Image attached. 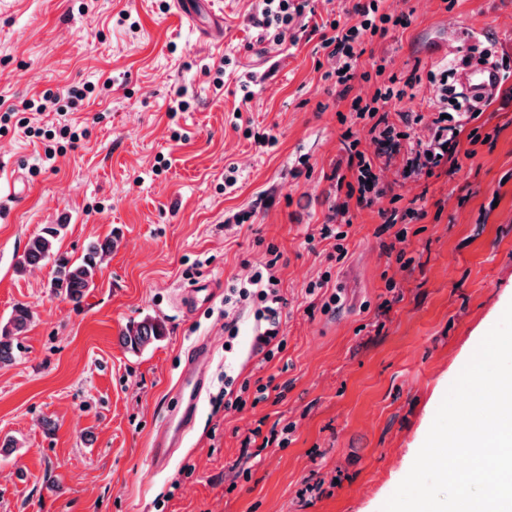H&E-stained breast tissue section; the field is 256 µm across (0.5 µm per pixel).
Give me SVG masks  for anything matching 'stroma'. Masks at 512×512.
I'll list each match as a JSON object with an SVG mask.
<instances>
[{
	"instance_id": "stroma-1",
	"label": "stroma",
	"mask_w": 512,
	"mask_h": 512,
	"mask_svg": "<svg viewBox=\"0 0 512 512\" xmlns=\"http://www.w3.org/2000/svg\"><path fill=\"white\" fill-rule=\"evenodd\" d=\"M273 37L262 0H214L224 37L199 39L169 0H0V98L9 105L90 82L69 112L86 134L32 174L45 140L0 133V322L16 304L34 319L0 369V512H381L410 471L449 387L512 303V0H380L385 34L365 49L348 95L325 79L320 33L357 24L351 0H309ZM491 52L501 83L476 113L449 112L459 166L406 169V152L372 140L354 97L395 86L406 132L427 140L429 99L460 58ZM188 107L173 111L176 96ZM272 132L275 147L253 135ZM379 154L391 192L369 208L338 191L352 177L347 132ZM237 183L224 185L228 165ZM398 221L385 227L389 212ZM244 223H233V215ZM76 260L116 236L80 305L53 294L51 265L14 263L41 225ZM349 223L337 260L325 224ZM405 232L404 262L386 248ZM287 300L272 361L253 348L252 313L224 298L267 258ZM327 288L308 294L311 281ZM220 281L186 316L180 289ZM167 334L132 354L130 321ZM208 340L205 389L183 445L157 463L152 444L177 400L178 375ZM267 400L224 406V370ZM293 424L287 446L243 447Z\"/></svg>"
}]
</instances>
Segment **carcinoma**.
I'll use <instances>...</instances> for the list:
<instances>
[{
    "instance_id": "carcinoma-1",
    "label": "carcinoma",
    "mask_w": 512,
    "mask_h": 512,
    "mask_svg": "<svg viewBox=\"0 0 512 512\" xmlns=\"http://www.w3.org/2000/svg\"><path fill=\"white\" fill-rule=\"evenodd\" d=\"M66 225L46 224L33 235L24 253L15 262V271L25 273L29 268L45 262H53V277L49 288L69 302L78 305L94 284L99 265L105 256L112 252L114 240L108 236L102 241L92 243L84 256L78 261H71L61 256L57 249ZM33 319V311L26 304L14 307L11 317L0 323V366H9L15 360V349L19 337L26 331ZM165 323L152 316L129 323L122 330L119 341L123 348L137 354L152 347L166 336Z\"/></svg>"
}]
</instances>
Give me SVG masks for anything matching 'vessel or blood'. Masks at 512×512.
<instances>
[{
	"label": "vessel or blood",
	"mask_w": 512,
	"mask_h": 512,
	"mask_svg": "<svg viewBox=\"0 0 512 512\" xmlns=\"http://www.w3.org/2000/svg\"><path fill=\"white\" fill-rule=\"evenodd\" d=\"M177 14L201 37H211L222 27L220 15H205L202 0H173ZM500 80L499 72L489 64H474L460 71L457 82L463 90L465 106L478 105L494 93ZM216 283L213 279L197 280L182 291L178 298L180 307L188 314H194L209 306L213 299ZM209 350L198 345L192 360L182 368L177 381L179 406L170 414L161 428L152 452L156 458H167L180 443L186 429L192 422L197 404L205 384V368Z\"/></svg>",
	"instance_id": "1"
}]
</instances>
